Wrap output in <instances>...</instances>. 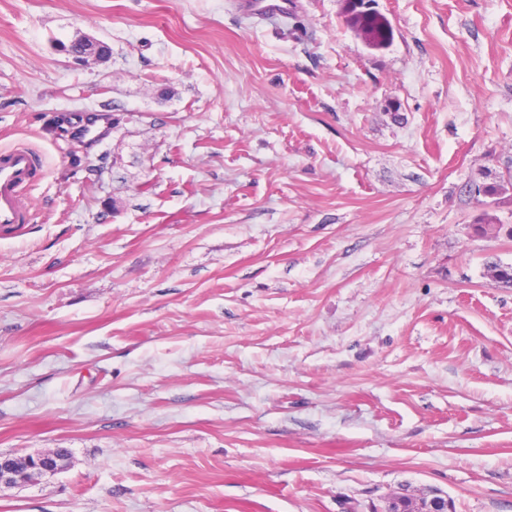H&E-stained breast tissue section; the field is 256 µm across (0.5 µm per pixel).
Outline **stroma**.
I'll return each instance as SVG.
<instances>
[{
    "label": "stroma",
    "instance_id": "1",
    "mask_svg": "<svg viewBox=\"0 0 512 512\" xmlns=\"http://www.w3.org/2000/svg\"><path fill=\"white\" fill-rule=\"evenodd\" d=\"M376 8L0 0V512H512V0ZM238 3L249 12H260L271 18L287 12L289 5L288 0H238ZM103 45L97 40L90 37L77 40L68 46H64L63 50L67 52L69 56L77 63H85V61L91 57H98L97 55H103ZM42 173L39 155L17 147L0 152V230L13 231L29 222L26 192ZM64 448L35 455H0V490L11 491L28 485L37 478L53 476L67 466V458H61ZM408 499L411 500L409 509H406ZM451 512L448 498L433 489H426L421 494H413L391 491L382 499V505L377 507V512Z\"/></svg>",
    "mask_w": 512,
    "mask_h": 512
}]
</instances>
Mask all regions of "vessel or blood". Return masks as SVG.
<instances>
[{"label": "vessel or blood", "mask_w": 512, "mask_h": 512, "mask_svg": "<svg viewBox=\"0 0 512 512\" xmlns=\"http://www.w3.org/2000/svg\"><path fill=\"white\" fill-rule=\"evenodd\" d=\"M249 12L275 17L287 12L288 0H238ZM42 173L39 155L17 147L0 152V230L13 231L29 221L26 192Z\"/></svg>", "instance_id": "1"}]
</instances>
